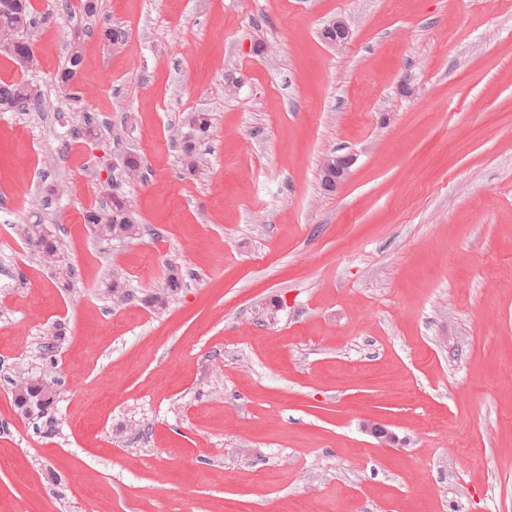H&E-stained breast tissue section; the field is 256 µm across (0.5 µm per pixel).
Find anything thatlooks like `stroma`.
<instances>
[{"label":"stroma","mask_w":512,"mask_h":512,"mask_svg":"<svg viewBox=\"0 0 512 512\" xmlns=\"http://www.w3.org/2000/svg\"><path fill=\"white\" fill-rule=\"evenodd\" d=\"M32 2L36 68L0 55L44 99L0 112V512H512V0ZM331 154L355 162L327 192ZM108 178L151 234L85 224ZM44 374L49 435L13 402ZM82 62V52L80 47V37H75L69 44L68 55L64 68L58 76V83L65 92L66 98L72 96V82L76 77ZM211 118L207 112H193L187 118L188 133L181 139V153L186 167L195 171L198 167V146L208 135ZM18 234L30 254L40 261L46 253L59 252L56 228L50 224H20Z\"/></svg>","instance_id":"35a3bbf8"}]
</instances>
